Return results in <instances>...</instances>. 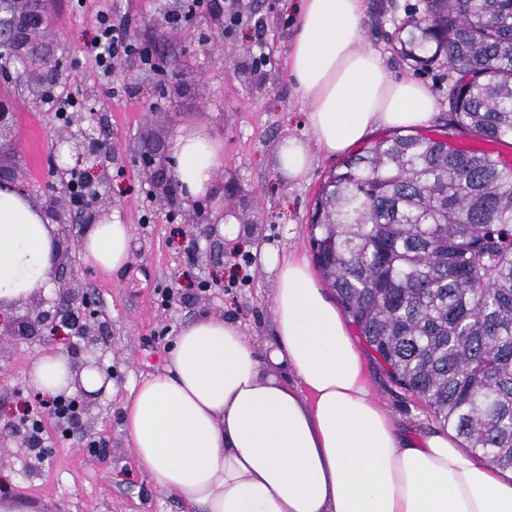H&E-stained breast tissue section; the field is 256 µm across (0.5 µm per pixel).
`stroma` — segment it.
Segmentation results:
<instances>
[{"mask_svg":"<svg viewBox=\"0 0 512 512\" xmlns=\"http://www.w3.org/2000/svg\"><path fill=\"white\" fill-rule=\"evenodd\" d=\"M51 43L62 59L58 88L82 100V127L102 151L82 162L96 191L107 194L108 218L131 225V257L105 273L76 259L65 277L80 282L97 302L110 336L102 350L115 391L89 410V437H68L46 422L43 447L51 460L34 465L14 446L12 429L25 408L42 400L28 374L44 351L41 342L0 340V440L9 458L0 469V494L35 512H193L159 491L140 466L123 428L122 406L141 379L160 371L179 329L206 314L237 322L257 345L273 336V276L259 262L266 247L311 257L308 216L336 156L314 153L300 180L277 174L275 144L286 136L310 141L304 109L288 69L300 0H214L178 30L164 23L184 0H46ZM421 0H366L365 38L392 77H411L431 92L439 110L429 124H448V70L435 63L413 67L394 54L390 37L417 12ZM101 10L125 15L130 42L151 47L164 67L142 82L124 61L100 77L89 50ZM240 22L226 28L225 13ZM265 56L262 67L255 57ZM0 100L15 114L10 136L17 168L30 196L57 189L66 196L59 139L63 125L46 103H35L21 85L0 80ZM204 130L217 141L223 163L213 180L222 184L224 209L238 226L236 239L216 244L194 224L191 204L163 209L135 163L143 139L171 141L180 131ZM369 384L399 430L417 437L435 430L426 407L398 387L366 354Z\"/></svg>","mask_w":512,"mask_h":512,"instance_id":"obj_1","label":"stroma"}]
</instances>
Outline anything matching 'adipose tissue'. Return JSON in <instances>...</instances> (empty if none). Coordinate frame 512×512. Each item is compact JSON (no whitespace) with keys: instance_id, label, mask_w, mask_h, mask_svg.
Returning a JSON list of instances; mask_svg holds the SVG:
<instances>
[{"instance_id":"adipose-tissue-1","label":"adipose tissue","mask_w":512,"mask_h":512,"mask_svg":"<svg viewBox=\"0 0 512 512\" xmlns=\"http://www.w3.org/2000/svg\"><path fill=\"white\" fill-rule=\"evenodd\" d=\"M364 0H302L288 57L313 141L282 138L277 171L304 178L314 152L347 153L376 129L429 125L437 103L415 79L393 78L364 44ZM173 180L196 199L221 163L200 130L178 134ZM130 225H92L89 264L125 266ZM54 227L38 204L0 187V304L50 286ZM273 273L275 335L265 351L235 323L203 315L180 328L163 369L123 405L124 429L160 491L199 512H512V472L460 450L454 436L412 438L373 394L365 361L306 259L262 250ZM39 394L111 392L63 354L30 368Z\"/></svg>"}]
</instances>
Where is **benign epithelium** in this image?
<instances>
[{"label": "benign epithelium", "mask_w": 512, "mask_h": 512, "mask_svg": "<svg viewBox=\"0 0 512 512\" xmlns=\"http://www.w3.org/2000/svg\"><path fill=\"white\" fill-rule=\"evenodd\" d=\"M45 25V0H8L7 16L0 19V54L19 65L15 74L6 67L1 68L0 73L8 79L15 76L22 79L41 99L49 84L57 81L58 75L56 58L49 48L48 37L44 35ZM12 121L13 113L0 111V186L7 184L19 191V175L3 166L4 158L14 154V144L6 135ZM68 142L77 161L93 149V144L79 133L72 134ZM137 153L149 177L153 201L161 207L174 206L176 183L170 175L173 160L168 152L144 140L138 146ZM38 203L43 217L56 226L59 245L54 256V272L62 274L72 262L71 249L62 245L66 239L67 215L71 208L52 194L38 199ZM43 305L41 301L25 315L13 320L9 325L10 335L24 339L45 337L51 335L61 323L83 340V347L65 351L73 371L79 374L84 369H95L104 377V382L112 380V369L104 366L99 356L98 345L107 334V326L98 321L95 297L85 289L71 285L59 289V299L52 302L49 308L45 309ZM90 398L91 395L81 388L72 394L63 392L49 401L42 411L43 417L53 418L61 406L69 405L73 409L69 432L85 435L90 430L86 419Z\"/></svg>", "instance_id": "benign-epithelium-1"}]
</instances>
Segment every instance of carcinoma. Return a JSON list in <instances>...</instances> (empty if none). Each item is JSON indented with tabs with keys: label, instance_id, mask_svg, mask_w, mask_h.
I'll return each mask as SVG.
<instances>
[{
	"label": "carcinoma",
	"instance_id": "cac0c4a2",
	"mask_svg": "<svg viewBox=\"0 0 512 512\" xmlns=\"http://www.w3.org/2000/svg\"><path fill=\"white\" fill-rule=\"evenodd\" d=\"M393 50L441 62L451 125L512 139V0H422ZM315 262L392 381L512 470V162L387 134L322 184Z\"/></svg>",
	"mask_w": 512,
	"mask_h": 512
}]
</instances>
